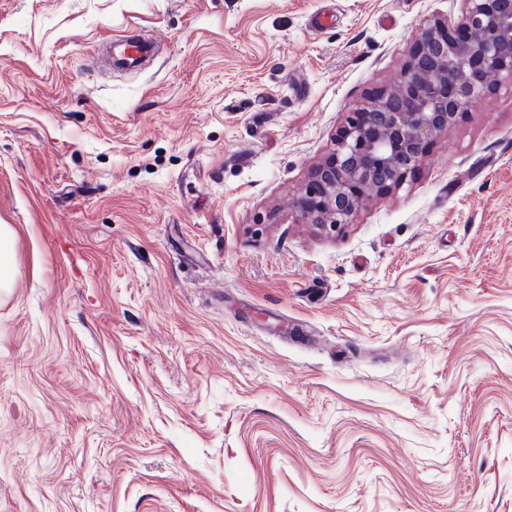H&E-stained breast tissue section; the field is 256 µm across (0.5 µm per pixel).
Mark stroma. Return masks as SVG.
<instances>
[{
	"label": "stroma",
	"mask_w": 512,
	"mask_h": 512,
	"mask_svg": "<svg viewBox=\"0 0 512 512\" xmlns=\"http://www.w3.org/2000/svg\"><path fill=\"white\" fill-rule=\"evenodd\" d=\"M461 7L0 0V512H512V93L292 208Z\"/></svg>",
	"instance_id": "stroma-1"
}]
</instances>
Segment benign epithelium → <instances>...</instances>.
I'll return each instance as SVG.
<instances>
[{"mask_svg": "<svg viewBox=\"0 0 512 512\" xmlns=\"http://www.w3.org/2000/svg\"><path fill=\"white\" fill-rule=\"evenodd\" d=\"M462 2L457 29L424 24L398 82L348 113L295 197L298 217L342 234L367 202L402 184L433 138L488 95L512 90V0Z\"/></svg>", "mask_w": 512, "mask_h": 512, "instance_id": "benign-epithelium-1", "label": "benign epithelium"}]
</instances>
